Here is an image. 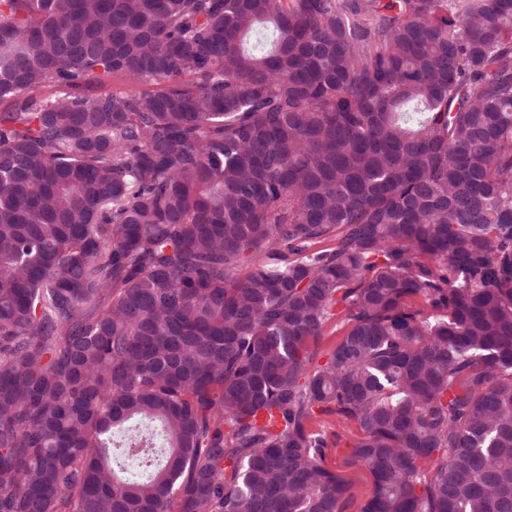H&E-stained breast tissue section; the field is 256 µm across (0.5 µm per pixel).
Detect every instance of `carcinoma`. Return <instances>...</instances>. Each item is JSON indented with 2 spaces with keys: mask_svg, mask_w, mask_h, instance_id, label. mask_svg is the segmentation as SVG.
I'll use <instances>...</instances> for the list:
<instances>
[{
  "mask_svg": "<svg viewBox=\"0 0 512 512\" xmlns=\"http://www.w3.org/2000/svg\"><path fill=\"white\" fill-rule=\"evenodd\" d=\"M320 416L512 512V0H0V512H345Z\"/></svg>",
  "mask_w": 512,
  "mask_h": 512,
  "instance_id": "obj_1",
  "label": "carcinoma"
}]
</instances>
